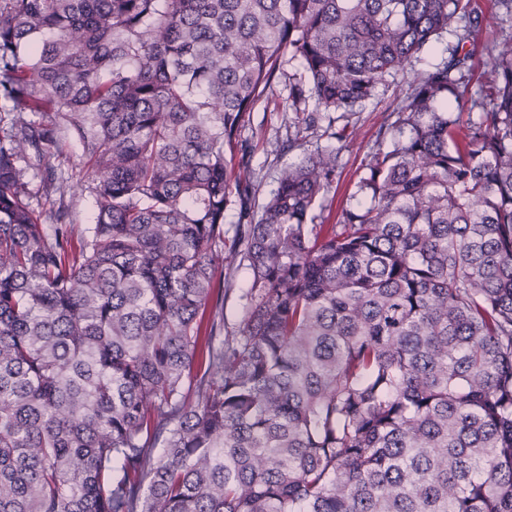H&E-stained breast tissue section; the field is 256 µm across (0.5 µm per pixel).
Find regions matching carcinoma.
<instances>
[{
  "label": "carcinoma",
  "mask_w": 512,
  "mask_h": 512,
  "mask_svg": "<svg viewBox=\"0 0 512 512\" xmlns=\"http://www.w3.org/2000/svg\"><path fill=\"white\" fill-rule=\"evenodd\" d=\"M482 27L474 0H0V512H512L511 31L456 111ZM442 41L365 203L315 223L338 151L305 148L257 202L277 80L313 130ZM72 213L71 227L75 236L86 234L88 228L94 224V207L92 198L87 193L81 192L80 186H75L73 195L66 198ZM226 264L224 262L223 269L218 270L217 278L224 279V332H230L236 328L240 317L238 295L249 287L251 276L247 270L239 269L230 278Z\"/></svg>",
  "instance_id": "cac0c4a2"
}]
</instances>
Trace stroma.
<instances>
[{
  "instance_id": "35a3bbf8",
  "label": "stroma",
  "mask_w": 512,
  "mask_h": 512,
  "mask_svg": "<svg viewBox=\"0 0 512 512\" xmlns=\"http://www.w3.org/2000/svg\"><path fill=\"white\" fill-rule=\"evenodd\" d=\"M484 14L483 30L478 38L479 50L474 59V78L483 80L491 70L492 46L499 38L503 21L494 6V0H479ZM441 58L440 47H432L415 63L413 69L400 73L372 103L357 112L322 113L320 127L346 128L348 138L343 142L311 135L296 124L294 113L284 111L283 102L288 95L284 82L274 84L265 101L258 105L247 124L244 136L250 145V164L261 182V196H268L276 188L280 170L296 160L300 151L289 148L288 142L299 139L308 148L340 147L338 170L332 192L336 198L354 192L363 165L371 152L381 144H389V125L392 112L403 97L415 74L429 70Z\"/></svg>"
}]
</instances>
